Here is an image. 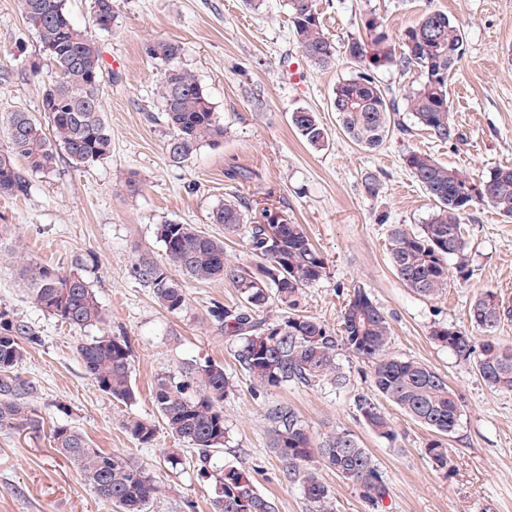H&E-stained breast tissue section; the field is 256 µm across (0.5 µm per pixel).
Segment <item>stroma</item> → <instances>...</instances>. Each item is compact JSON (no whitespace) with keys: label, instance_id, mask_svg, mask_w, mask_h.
Here are the masks:
<instances>
[{"label":"stroma","instance_id":"stroma-1","mask_svg":"<svg viewBox=\"0 0 512 512\" xmlns=\"http://www.w3.org/2000/svg\"><path fill=\"white\" fill-rule=\"evenodd\" d=\"M323 30L336 44L364 35L362 21L380 18L399 39L429 10L442 11L464 33L465 54L448 84V101L459 140L443 143L418 127L410 112L398 114L403 131L389 135L378 150L354 144L341 129L332 105L336 83L356 75L345 56L319 69L303 56L293 35L288 0H118L111 32L98 34L103 57L101 95L112 136V155L78 169L60 157L55 170L32 178L28 196L0 198V309L28 319L42 343L20 367L33 381L37 428L0 432V512H119L101 500L77 467L59 455L50 439L60 423L89 436L95 447L118 453L171 484L148 512H210L213 479L193 464L168 468L164 451L174 440L156 408L158 378L192 380L199 368L223 365L232 387L224 399L228 435L213 467L234 463L277 512H310L301 488L285 477L272 447L271 410L292 407L312 437L346 429L367 449L389 489L383 507L372 509L358 486L321 469L336 512H512V393L490 387L472 362L455 356L431 336L440 325L473 327L470 307L492 291L512 303V219L486 204L462 218L468 277L450 273L448 287L433 298L420 296L395 274L388 253L393 225L418 231L436 204L406 168L412 151L470 175L512 168V0H315ZM175 40L181 64L201 84L224 126L216 143L201 145L185 162L165 153L169 130L158 88L161 66L146 54L148 43ZM36 35L22 17L20 0H0L1 120L10 112L39 114L42 82L51 73L40 62ZM315 112L327 130L324 149H310L290 125L291 112ZM235 165L254 171L242 185L225 172ZM378 175L381 190L369 196L365 173ZM139 184L129 192L128 179ZM240 191L254 211H286L305 227L324 256L325 275L302 291L299 314L336 327L353 289L367 292L384 310L391 327L390 353L423 363L447 381L461 403L460 424L448 440L447 468L426 456L433 434L376 392L367 363L345 353L340 362L350 376L346 390L287 384L254 386L234 359L236 341L215 327L213 304L238 306L232 280L198 282L170 268L188 303L168 312L149 288L132 276L146 256L165 263L157 228L166 222L192 224L223 238L228 263L251 265L245 239L211 223L210 214L228 193ZM81 260L82 273L105 311L104 322L74 328L40 311L20 278L31 260L69 272ZM97 336L126 338L132 348L133 404L113 400L86 375L79 343ZM373 400L392 422L397 437L374 434L355 410L359 396ZM153 422L151 445L125 431L127 417Z\"/></svg>","mask_w":512,"mask_h":512}]
</instances>
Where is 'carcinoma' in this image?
Wrapping results in <instances>:
<instances>
[{"label": "carcinoma", "instance_id": "obj_1", "mask_svg": "<svg viewBox=\"0 0 512 512\" xmlns=\"http://www.w3.org/2000/svg\"><path fill=\"white\" fill-rule=\"evenodd\" d=\"M27 27L38 39L42 55L55 68L44 82L41 112L44 125L33 114L14 111L7 117V145L0 146V197L29 194L30 175L49 173L57 166L59 152L72 165L89 168L109 158L112 138L103 119L100 96L103 60L98 41L76 27L67 0H20ZM97 29L112 31L117 18L116 0H90ZM290 22L305 58L328 68L337 49L325 36L314 0H289ZM366 37L354 36L343 44L345 57L358 73L336 83L332 104L342 128L357 145L377 150L396 126L401 110L410 112L415 124L441 142L460 139L448 105V80L464 55L461 29L445 13L430 11L401 35L396 50L379 17L365 18ZM147 55L163 69L159 97L170 135L165 151L181 163L205 142L224 136L213 107L195 76L180 65L182 45L161 40L147 46ZM384 67L416 69L420 82L398 97L377 83L373 71ZM291 124L306 144L321 150L328 135L315 113L297 109ZM405 166L438 204L431 220L418 232L399 226L391 229L388 250L398 277L421 296L434 297L448 286V260L457 258L456 270L465 275L466 242L461 218L477 204H488L505 218H512V168H497L477 179L449 168L431 156L411 151ZM480 187L481 198L471 195ZM210 223L224 225L227 233L246 239L258 259L253 267L230 265L224 258V241L192 224L169 222L158 227V236L170 264L196 281L227 277L239 288L242 304L234 309L213 305L216 328L238 342L235 360L250 380L261 388H279L289 382L304 386L328 385L342 390L349 376L339 356L348 352L370 364L372 385L433 434L425 448L438 467L448 466L447 438L457 430L460 402L445 378L420 362L386 353L390 324L381 307L361 289L347 299L336 330L320 320L299 315L304 287L319 281L326 270L302 225L283 219L281 224H261L248 218V202L238 193L212 211ZM36 307L71 327H88L104 321L103 308L81 273H62L38 261L21 271ZM133 277L151 289L158 304L170 313L186 305L183 285L154 260L141 257ZM284 310L269 319L270 304ZM471 322L490 336L475 337L454 326H438L432 338L456 356L473 362L490 386L512 392V344L492 336L501 323L512 321V304L490 291L479 295L470 308ZM42 336L29 321L0 310V431H21L37 425L30 404L36 391L18 367L28 348L41 344ZM87 375L99 390L126 405L136 401L132 380V349L125 338L100 336L78 346ZM230 380L220 364L209 362L198 370L196 390L172 376L157 380L154 402L175 438L197 455L199 472L221 449L227 435L224 398ZM355 408L369 428L393 441V426L369 398L358 397ZM274 448L285 462L288 480L298 484L311 512H334L330 490L322 481L324 466L355 483L362 497L378 508L388 487L377 464L350 431L338 429L315 441L297 413L288 406L272 409ZM127 433L141 445L154 441L155 425L129 417ZM54 449L70 459L99 498L121 512H147L151 502L166 495L169 486L144 467L119 454L93 447L84 433L68 424L55 426ZM212 512H275V504L257 492L248 476L232 464L224 465L215 479L210 499Z\"/></svg>", "mask_w": 512, "mask_h": 512}]
</instances>
